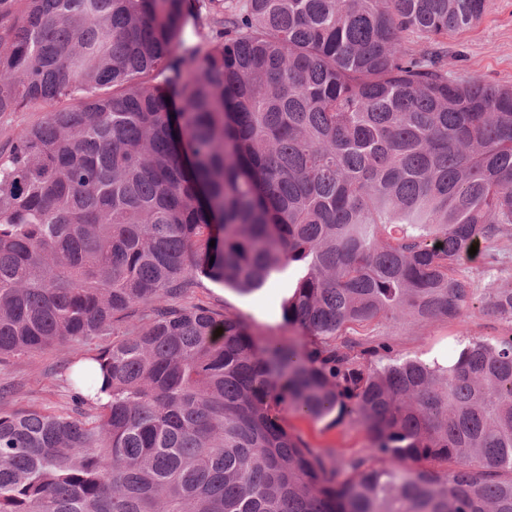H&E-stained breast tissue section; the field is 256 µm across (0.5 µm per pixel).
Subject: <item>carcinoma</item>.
<instances>
[{
    "mask_svg": "<svg viewBox=\"0 0 512 512\" xmlns=\"http://www.w3.org/2000/svg\"><path fill=\"white\" fill-rule=\"evenodd\" d=\"M189 2L0 0V119L49 106L0 144V363L72 351L66 404L0 387V512H512V279L462 269L508 258L512 86L443 64L486 0ZM291 266L290 336L191 300ZM458 327L452 324L436 322L421 329L400 327L394 329L391 336L395 349L402 354L417 356L429 361L435 355H447L448 349L455 344ZM288 426L300 432L313 448H340L345 455H352L369 446L365 431L357 424L327 427L326 422H314L290 414Z\"/></svg>",
    "mask_w": 512,
    "mask_h": 512,
    "instance_id": "obj_1",
    "label": "carcinoma"
}]
</instances>
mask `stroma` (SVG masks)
<instances>
[{"instance_id":"35a3bbf8","label":"stroma","mask_w":512,"mask_h":512,"mask_svg":"<svg viewBox=\"0 0 512 512\" xmlns=\"http://www.w3.org/2000/svg\"><path fill=\"white\" fill-rule=\"evenodd\" d=\"M446 45L448 69L454 76L466 78L476 68L488 83L512 85V0H486L480 23L465 31L450 33ZM292 281V274L286 273L261 291L242 295L204 278L194 288L193 299L214 310L239 315L258 334H278L282 331L281 301ZM457 332L455 325L436 322L421 329L397 328L393 340L397 352L428 361L436 355L447 354L455 344ZM70 355L69 346L62 344L0 364V384L12 389L10 403L27 406L66 402L68 392L59 369ZM288 425L315 448H337L352 455L363 452L369 445L365 431L356 424L329 427L292 415Z\"/></svg>"}]
</instances>
